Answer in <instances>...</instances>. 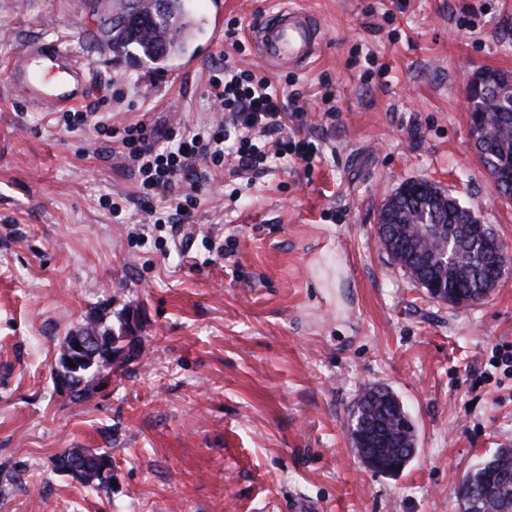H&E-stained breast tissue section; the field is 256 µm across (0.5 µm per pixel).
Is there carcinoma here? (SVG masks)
<instances>
[{
	"mask_svg": "<svg viewBox=\"0 0 512 512\" xmlns=\"http://www.w3.org/2000/svg\"><path fill=\"white\" fill-rule=\"evenodd\" d=\"M152 0H106L94 2L101 6L103 22L107 26L101 32V46L114 54H123L134 61H148L160 67L168 65L187 49L189 42L179 38V31L189 34L194 21L186 0H168L163 17L155 16ZM500 94L489 100H478L474 111L484 113L491 130L489 143L481 145L479 160L483 167H494V163L512 158V87L502 85ZM408 196L404 207L395 216V223L382 224L380 229L395 239L393 247L405 256L413 279H432V272L423 263V256L431 254L430 243L413 237L415 222L426 220L429 224L448 227V258L454 266L448 276L438 283L440 293L448 295V302L470 305L485 297L482 289L488 282L500 276V260L483 259L489 251V243L471 236L468 225L478 221L474 210L468 205L452 201L446 206L427 211L420 208V199L425 196V185L421 181L407 183ZM85 329L96 335L105 357L93 362L79 364L63 375L62 382L73 389L86 375L94 376L112 367V355L120 356L126 348L123 336L125 327L114 331L99 321L86 324ZM404 406L399 398L384 388H370L359 398L352 421L368 423V431L374 434L370 447L358 446V429L349 432L352 451L372 470L395 476L403 472L414 458L411 452L415 444L413 427H403ZM80 469L79 480L87 486L106 491L112 486V456L104 450L70 448L57 459V468L66 471V466ZM512 476V448H500L483 462V467L469 471L458 486L459 499L471 495L487 494L482 505L483 512H512V479L503 485L502 474Z\"/></svg>",
	"mask_w": 512,
	"mask_h": 512,
	"instance_id": "cac0c4a2",
	"label": "carcinoma"
}]
</instances>
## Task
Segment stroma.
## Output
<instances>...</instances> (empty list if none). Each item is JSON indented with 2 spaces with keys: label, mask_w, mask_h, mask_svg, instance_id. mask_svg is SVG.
<instances>
[{
  "label": "stroma",
  "mask_w": 512,
  "mask_h": 512,
  "mask_svg": "<svg viewBox=\"0 0 512 512\" xmlns=\"http://www.w3.org/2000/svg\"><path fill=\"white\" fill-rule=\"evenodd\" d=\"M206 2L187 0L192 53L159 68L94 48L90 0H0V512H461V477L512 448V275L476 304L437 301L383 250L378 218L426 180L512 249V201L465 110L476 71L512 72V0H223L241 52ZM284 5L321 28L311 62L257 55L253 28ZM57 39L91 67L85 110L114 126L198 130L229 61L300 92L284 134L314 151L218 170L182 256L117 144L9 88L17 48ZM99 311L115 328L137 318L142 353L77 397L56 384L60 345ZM372 386L414 425L397 476L351 450ZM70 448L110 451L114 488L58 470Z\"/></svg>",
  "instance_id": "stroma-1"
}]
</instances>
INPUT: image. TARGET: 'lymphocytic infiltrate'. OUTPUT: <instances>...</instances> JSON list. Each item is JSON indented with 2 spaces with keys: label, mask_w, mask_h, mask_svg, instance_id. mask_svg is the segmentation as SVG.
<instances>
[{
  "label": "lymphocytic infiltrate",
  "mask_w": 512,
  "mask_h": 512,
  "mask_svg": "<svg viewBox=\"0 0 512 512\" xmlns=\"http://www.w3.org/2000/svg\"><path fill=\"white\" fill-rule=\"evenodd\" d=\"M209 86L215 118L188 141L180 140L169 125L139 121L119 129L102 120L90 121L85 112L63 114L62 120L71 128L93 122L97 133L117 140L124 159L140 177L141 198L167 197V223L182 225L196 209L200 191L211 183L213 169L224 164L227 128L239 131L234 153L239 173L253 172L267 160L266 152L254 143L253 133L275 137L276 152L281 156L292 149L303 157L312 147L303 138L292 144L281 139L285 99L268 77L227 65L213 73Z\"/></svg>",
  "instance_id": "f902f5d3"
}]
</instances>
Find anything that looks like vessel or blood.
Masks as SVG:
<instances>
[{"label": "vessel or blood", "mask_w": 512, "mask_h": 512, "mask_svg": "<svg viewBox=\"0 0 512 512\" xmlns=\"http://www.w3.org/2000/svg\"><path fill=\"white\" fill-rule=\"evenodd\" d=\"M260 57L272 65L311 60L322 39L305 13L284 9L254 30ZM89 64L55 41L21 45L7 71L10 86L24 101L53 112L86 102L90 92Z\"/></svg>", "instance_id": "obj_1"}]
</instances>
